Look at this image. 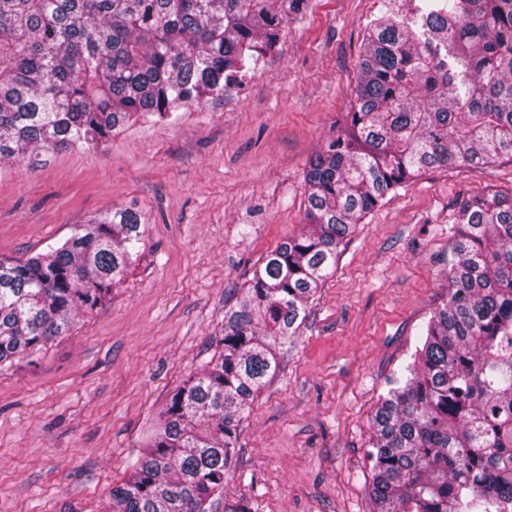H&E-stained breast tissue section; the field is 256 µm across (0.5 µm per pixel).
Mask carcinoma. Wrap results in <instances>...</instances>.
Segmentation results:
<instances>
[{
  "mask_svg": "<svg viewBox=\"0 0 512 512\" xmlns=\"http://www.w3.org/2000/svg\"><path fill=\"white\" fill-rule=\"evenodd\" d=\"M366 28L346 130L309 162L306 223L224 310L103 512H210L238 429L279 368L339 245L422 172L512 155V0H384ZM308 0H0V165L94 148L238 83ZM117 207L61 246L0 259V369L66 336L140 252ZM448 300L373 417L377 512L512 509V190L458 208Z\"/></svg>",
  "mask_w": 512,
  "mask_h": 512,
  "instance_id": "1",
  "label": "carcinoma"
}]
</instances>
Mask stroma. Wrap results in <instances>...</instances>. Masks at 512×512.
Returning <instances> with one entry per match:
<instances>
[{"instance_id":"1","label":"stroma","mask_w":512,"mask_h":512,"mask_svg":"<svg viewBox=\"0 0 512 512\" xmlns=\"http://www.w3.org/2000/svg\"><path fill=\"white\" fill-rule=\"evenodd\" d=\"M381 0H311L230 92L140 120L98 149L0 167V258L60 246L112 208L141 255L67 336L0 370V512H101L172 394L209 361L224 311L305 221L308 161L342 129ZM512 189V158L423 172L341 244L280 368L242 422L211 512H377L371 416L448 297L460 201Z\"/></svg>"}]
</instances>
